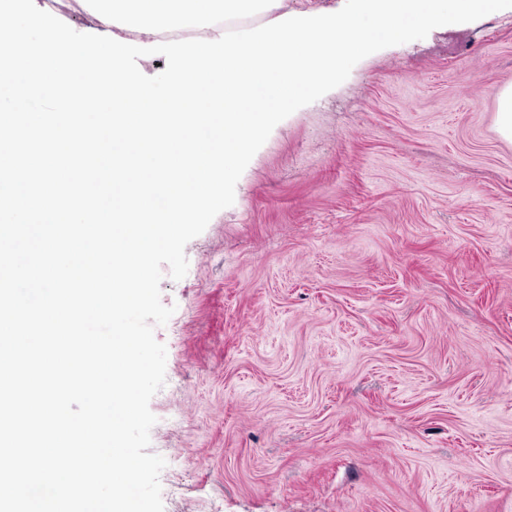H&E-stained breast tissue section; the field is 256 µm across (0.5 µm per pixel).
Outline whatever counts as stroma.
I'll return each instance as SVG.
<instances>
[{
    "label": "stroma",
    "instance_id": "1",
    "mask_svg": "<svg viewBox=\"0 0 512 512\" xmlns=\"http://www.w3.org/2000/svg\"><path fill=\"white\" fill-rule=\"evenodd\" d=\"M512 8L278 123L163 276L164 512H512ZM496 127L504 139L512 141V88L505 89L498 98Z\"/></svg>",
    "mask_w": 512,
    "mask_h": 512
}]
</instances>
